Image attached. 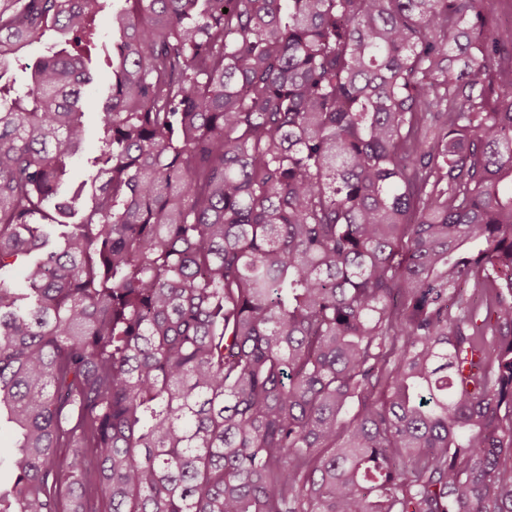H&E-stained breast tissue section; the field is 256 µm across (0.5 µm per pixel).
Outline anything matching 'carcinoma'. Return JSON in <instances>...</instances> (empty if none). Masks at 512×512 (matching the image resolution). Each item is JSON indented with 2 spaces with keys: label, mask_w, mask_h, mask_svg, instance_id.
I'll use <instances>...</instances> for the list:
<instances>
[{
  "label": "carcinoma",
  "mask_w": 512,
  "mask_h": 512,
  "mask_svg": "<svg viewBox=\"0 0 512 512\" xmlns=\"http://www.w3.org/2000/svg\"><path fill=\"white\" fill-rule=\"evenodd\" d=\"M132 2L90 145L106 0H0V512H512V28ZM92 74L93 83L91 86L84 89L82 97L87 138L90 142L97 140V112H99L109 93L111 82V73L103 65L96 66Z\"/></svg>",
  "instance_id": "carcinoma-1"
}]
</instances>
